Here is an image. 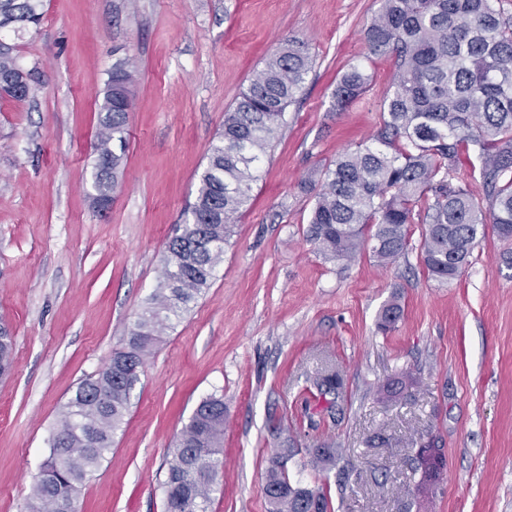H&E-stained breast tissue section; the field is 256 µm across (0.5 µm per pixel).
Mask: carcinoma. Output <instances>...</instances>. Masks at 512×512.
Masks as SVG:
<instances>
[{
	"label": "carcinoma",
	"instance_id": "cac0c4a2",
	"mask_svg": "<svg viewBox=\"0 0 512 512\" xmlns=\"http://www.w3.org/2000/svg\"><path fill=\"white\" fill-rule=\"evenodd\" d=\"M42 0H0V33L38 29ZM371 54L393 59L394 71L371 143L340 155L324 172L311 209L308 238L328 260L353 259L372 242L378 262L397 261L409 246V225H426L420 242L428 274L446 283L469 265L478 238L492 230L512 238V14L501 0H382L365 28ZM312 68L305 42L283 39L226 113L218 140L198 176L196 196L181 232L168 243L163 271L131 330L128 346L84 379L64 404L49 439V456L31 486L29 512H55L76 498L98 468L123 423L131 392L157 341L210 288L224 261V245L250 199L285 112ZM36 73L19 64L16 46L0 38V95L28 98ZM132 66L118 62L99 106L93 186L110 199L126 148L133 106ZM368 75L347 69L336 84L331 111L340 112L365 90ZM478 147L485 198L448 179L469 145ZM401 316L392 301L377 327L389 331ZM14 336L0 321V378L12 367ZM330 397L336 415L343 377L329 365L310 380ZM226 421L224 396L200 401L171 452L164 512H209L218 477ZM281 448L266 473L270 512H331L327 474L338 452L323 442L309 450L314 485L293 481Z\"/></svg>",
	"mask_w": 512,
	"mask_h": 512
}]
</instances>
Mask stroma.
I'll return each instance as SVG.
<instances>
[{
	"mask_svg": "<svg viewBox=\"0 0 512 512\" xmlns=\"http://www.w3.org/2000/svg\"><path fill=\"white\" fill-rule=\"evenodd\" d=\"M380 0H43L39 29L7 35L35 94L0 98V320L14 336L0 380V512H27L49 436L79 383L124 347L193 202L210 145L280 41L308 42L306 84L264 159L203 296L148 358L112 449L78 512H164L175 436L205 397L223 396L224 469L212 512H269L270 457L341 450L333 512H512V240L487 233L460 277L420 258L423 225L394 264L371 251L325 260L308 240L305 181L377 131L393 61L363 31ZM134 64L120 187L95 200L98 109L113 65ZM365 92L331 111L342 73ZM402 313L385 333L378 314ZM333 365L343 412L324 414L308 379ZM282 421L272 432L270 417ZM446 460L436 488L411 477L422 436Z\"/></svg>",
	"mask_w": 512,
	"mask_h": 512,
	"instance_id": "1",
	"label": "stroma"
}]
</instances>
